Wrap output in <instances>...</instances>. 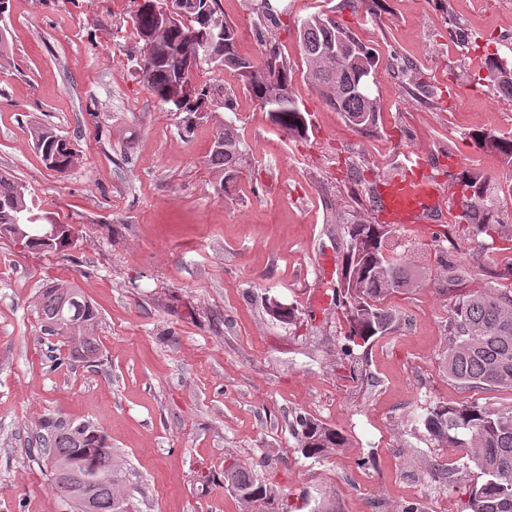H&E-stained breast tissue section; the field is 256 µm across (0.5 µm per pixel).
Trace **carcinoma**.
I'll return each mask as SVG.
<instances>
[{"mask_svg":"<svg viewBox=\"0 0 512 512\" xmlns=\"http://www.w3.org/2000/svg\"><path fill=\"white\" fill-rule=\"evenodd\" d=\"M183 2V15L171 23L162 22L139 6L132 16V26L143 41V50H148L150 44L157 47L151 58H143V84L162 103L184 114L185 131L205 117L212 92L195 80L194 73L185 70L182 52L193 47L196 39L212 36L221 41L215 57L201 49L200 58L234 70L242 78L244 89L267 109L280 129L293 138L304 137L307 120L290 88L288 61L276 44L266 40L269 29L280 23L282 0H256L255 29L265 47L256 63L238 55L236 29L219 12L218 0ZM299 37L309 64L321 56L327 42L350 39L352 35L333 18L317 14L303 21ZM360 50L365 58L363 70L350 71L341 59L329 57L309 76L322 87L326 102L334 110L357 129L367 130L376 126V101L372 97L371 104H365L357 88L370 87L373 59L365 47ZM485 64L490 72H511L492 87L500 98L512 100V62L493 54L486 57ZM186 83L192 85V91L178 95L177 89ZM33 136L48 169L61 173L74 165L77 151L66 137L42 126L34 127ZM470 139L477 149L495 153L503 167L502 181L474 170H461L454 182L461 190L452 193L453 204L462 208L475 235L484 236L483 250L489 251L504 239L500 194L506 191L512 195V134L475 130ZM241 161L238 136L226 125L215 139L210 156L216 192H224ZM44 220L46 217L34 212V203L28 200L25 189L0 175V237L5 236L3 226L18 224L26 231L19 243L29 250L68 248L73 242L70 225L60 224L55 234L46 237L41 231ZM346 234L342 277L347 287L336 289L335 300L347 314L341 355L352 361L354 348L368 344L401 321L386 299L419 283L420 271L407 261L403 252L407 244L394 225L357 220L346 224ZM446 241L448 230L432 233L438 253L439 291L452 295L461 290L467 271L448 253ZM35 307L45 333L62 338L70 358L90 365L99 361V314L79 288L48 283L41 288ZM443 364L448 376L463 387H512L511 289L490 284L458 294L448 323ZM420 419L435 446L466 449L467 461L462 466L466 468L471 462L480 471L481 481L470 490L467 510L512 512V411H495L476 401L458 406L435 403ZM295 425L301 452L307 458L325 456L345 444L340 432L311 417L300 414ZM37 443L64 512H139L126 484L125 462L112 450L105 433L87 423L63 424L46 419ZM217 481L237 496L260 503L262 508L275 505L283 497L232 456L224 457L221 474L208 470L196 476V482L205 489Z\"/></svg>","mask_w":512,"mask_h":512,"instance_id":"cac0c4a2","label":"carcinoma"}]
</instances>
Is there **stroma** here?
Listing matches in <instances>:
<instances>
[{
	"mask_svg": "<svg viewBox=\"0 0 512 512\" xmlns=\"http://www.w3.org/2000/svg\"><path fill=\"white\" fill-rule=\"evenodd\" d=\"M272 38L306 111L293 139L243 88L236 72L200 64L210 85L207 118L181 137L169 111L138 75L134 0H12L0 40V172L27 189L41 214L72 225L76 244L32 252L0 238V512H62L32 437L41 419L87 422L127 462L140 512H244L222 485L201 490L200 469L226 455L284 492L289 512H431L447 495L464 512L478 472L458 448L433 447L416 418L436 402L476 401L512 410V389H464L443 370L453 296L437 290L431 234L447 225L468 287L512 266V247L483 255L449 198L461 169L491 177L495 154L475 149L477 129L512 134V101L499 99L484 61L512 58V0H284ZM236 27L239 56L256 60L253 0H219ZM320 13L372 54L375 128L349 126L307 78L297 27ZM70 138L66 172L47 169L31 128ZM232 125L244 153L227 192L213 188V143ZM422 155L441 195L430 222L404 228L412 260L429 276L390 297L403 321L369 348L363 375L340 357L347 327L331 301L346 251L343 223L382 221L376 199ZM49 281L80 288L99 312L101 362L68 361L41 334L34 300ZM277 298L296 326L266 312ZM339 430L344 448L304 458L297 414ZM445 463L454 474L442 477Z\"/></svg>",
	"mask_w": 512,
	"mask_h": 512,
	"instance_id": "stroma-1",
	"label": "stroma"
}]
</instances>
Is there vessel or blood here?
<instances>
[{"instance_id":"vessel-or-blood-1","label":"vessel or blood","mask_w":512,"mask_h":512,"mask_svg":"<svg viewBox=\"0 0 512 512\" xmlns=\"http://www.w3.org/2000/svg\"><path fill=\"white\" fill-rule=\"evenodd\" d=\"M438 189L422 172V163L411 159L407 172L388 178L380 196L387 219L399 225L428 222L438 205Z\"/></svg>"}]
</instances>
